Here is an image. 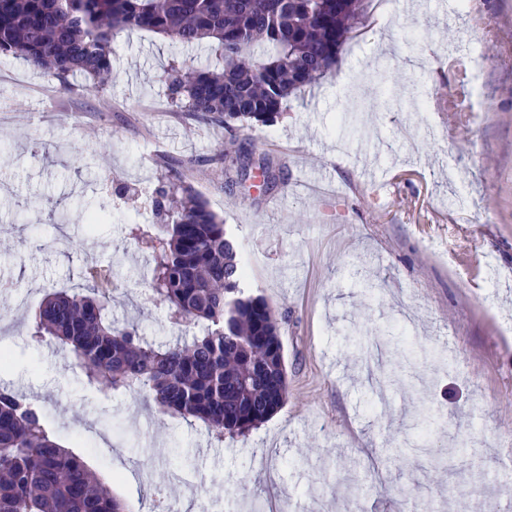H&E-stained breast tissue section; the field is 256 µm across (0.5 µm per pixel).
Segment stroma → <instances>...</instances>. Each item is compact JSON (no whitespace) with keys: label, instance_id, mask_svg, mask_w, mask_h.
I'll return each mask as SVG.
<instances>
[{"label":"stroma","instance_id":"stroma-1","mask_svg":"<svg viewBox=\"0 0 512 512\" xmlns=\"http://www.w3.org/2000/svg\"><path fill=\"white\" fill-rule=\"evenodd\" d=\"M335 65L277 121L233 131L168 104L171 64L220 66L132 31L112 43L107 97L72 91L0 55V385L27 395L127 512H512V0H364ZM246 151L279 174L225 188L211 156ZM182 169L240 244L248 291L282 323L288 398L246 435L217 441L129 390L89 384L74 355L34 341L51 288L82 287L88 263L120 266L112 316L164 344L186 334L143 275L132 238L160 162ZM106 223L83 233L85 209ZM76 233L71 253L52 239ZM440 357L416 384L367 382L376 341ZM430 401L429 436L416 409ZM456 454L460 495L401 480Z\"/></svg>","mask_w":512,"mask_h":512}]
</instances>
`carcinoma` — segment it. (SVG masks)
I'll list each match as a JSON object with an SVG mask.
<instances>
[{
	"label": "carcinoma",
	"mask_w": 512,
	"mask_h": 512,
	"mask_svg": "<svg viewBox=\"0 0 512 512\" xmlns=\"http://www.w3.org/2000/svg\"><path fill=\"white\" fill-rule=\"evenodd\" d=\"M360 13L361 0H0V55L29 61L63 91L79 74L103 93L112 42L123 31L187 47L207 42L222 66L171 67L170 102L231 130L274 122L288 97L336 63ZM156 195L166 222L140 237L153 258L147 284L175 321L206 323L202 335L156 345L137 325L113 322L112 289L99 285L93 267L85 291L46 294L31 335L58 340L91 383L134 390L162 413L204 423L220 441L242 436L288 397L280 322L245 291L238 244L188 177L167 170ZM387 354L403 374L419 362L400 347ZM0 512H125L33 402L7 386H0Z\"/></svg>",
	"instance_id": "cac0c4a2"
}]
</instances>
